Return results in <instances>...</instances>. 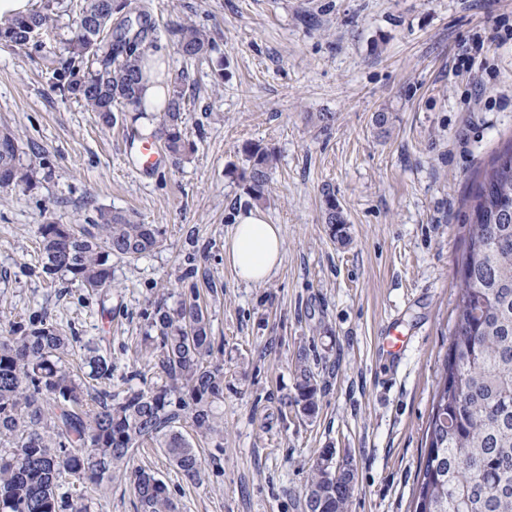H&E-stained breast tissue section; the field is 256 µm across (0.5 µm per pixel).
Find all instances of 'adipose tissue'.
<instances>
[{
  "label": "adipose tissue",
  "instance_id": "adipose-tissue-1",
  "mask_svg": "<svg viewBox=\"0 0 512 512\" xmlns=\"http://www.w3.org/2000/svg\"><path fill=\"white\" fill-rule=\"evenodd\" d=\"M282 257L279 227L269 223L260 208L239 212L224 243V258L239 279L255 285L265 283L279 268Z\"/></svg>",
  "mask_w": 512,
  "mask_h": 512
}]
</instances>
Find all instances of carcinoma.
<instances>
[{
  "mask_svg": "<svg viewBox=\"0 0 512 512\" xmlns=\"http://www.w3.org/2000/svg\"><path fill=\"white\" fill-rule=\"evenodd\" d=\"M126 11L118 23L115 11ZM73 36L60 57L61 95L116 124L121 112L141 106L147 80L167 87L168 99L153 138L167 152L190 149L183 134L187 94L171 83L155 55V28L131 0H73ZM50 5L0 26V43L27 50L42 45L50 27ZM176 54L201 65L216 51L210 32L193 21L170 29ZM248 168L241 177L252 198L266 199L276 153L244 148ZM31 169L7 129L0 131V187L30 186ZM79 228L48 222L37 227L42 272L66 273L97 293L111 287L114 256L136 258L160 245V231L131 215L95 208ZM325 223L333 236L345 229L336 201L326 200ZM465 244L457 262L455 318L423 433L428 456L419 468L414 512H512V144L499 151L473 181L468 197ZM141 350L162 383L143 377L142 386L114 390L112 362L87 348L89 371L75 378L66 367L73 336L44 317L23 324L0 321V512H89L81 487L99 488L114 475L129 480L141 512H178L166 484L144 469H128L135 450L161 449L185 479L201 480L203 460L178 429L185 422L205 437L222 433L223 350L214 346L206 308L197 290L182 292L175 308L164 298L150 303ZM318 384L305 370L297 396L283 412L317 408ZM325 476L313 468L305 512H348L353 471L343 465ZM73 481L71 490L60 492Z\"/></svg>",
  "mask_w": 512,
  "mask_h": 512,
  "instance_id": "1",
  "label": "carcinoma"
}]
</instances>
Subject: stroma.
<instances>
[{
	"label": "stroma",
	"mask_w": 512,
	"mask_h": 512,
	"mask_svg": "<svg viewBox=\"0 0 512 512\" xmlns=\"http://www.w3.org/2000/svg\"><path fill=\"white\" fill-rule=\"evenodd\" d=\"M170 76L183 63L165 34L191 18L223 61L193 73L183 126L190 154L137 171L134 117L105 128L64 98L52 73L70 0H53L42 48L0 44V125L32 169L0 188V312L46 316L81 344L106 348L116 388L139 386L135 347L148 301L198 284L224 351V441L193 437L205 458L187 482L160 449L133 463L161 478L180 512H303L322 449L350 461L349 512H413L423 432L454 322L455 271L472 182L512 142V0H144ZM335 120L322 127L317 116ZM387 123L377 126V113ZM274 148L261 208L284 258L260 286L224 260L236 214L252 206L244 147ZM334 196L346 226L324 222ZM162 232L158 248L112 260L111 318L69 275L45 277L37 227L85 224L95 208ZM407 336L382 355L389 321ZM320 387L313 416L282 414L302 369ZM90 512H137L122 477Z\"/></svg>",
	"instance_id": "35a3bbf8"
}]
</instances>
